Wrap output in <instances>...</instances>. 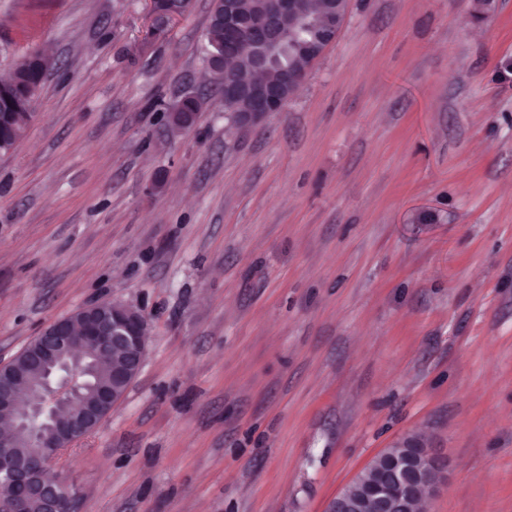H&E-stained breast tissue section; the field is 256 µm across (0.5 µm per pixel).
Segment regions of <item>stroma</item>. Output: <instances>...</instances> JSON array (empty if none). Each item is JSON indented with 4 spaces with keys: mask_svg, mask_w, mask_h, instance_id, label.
<instances>
[{
    "mask_svg": "<svg viewBox=\"0 0 512 512\" xmlns=\"http://www.w3.org/2000/svg\"><path fill=\"white\" fill-rule=\"evenodd\" d=\"M211 2L151 39L150 0H0V75L53 61L0 153V363L94 301L149 324L56 460L80 512H326L411 436L447 462L428 512H512V0H349L248 129ZM200 99L191 92L185 93L180 99L169 104L164 110L168 124L177 130H185L192 126L187 123L186 112H199Z\"/></svg>",
    "mask_w": 512,
    "mask_h": 512,
    "instance_id": "35a3bbf8",
    "label": "stroma"
}]
</instances>
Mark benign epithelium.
<instances>
[{
  "label": "benign epithelium",
  "mask_w": 512,
  "mask_h": 512,
  "mask_svg": "<svg viewBox=\"0 0 512 512\" xmlns=\"http://www.w3.org/2000/svg\"><path fill=\"white\" fill-rule=\"evenodd\" d=\"M348 0H336L321 18L320 40L307 44L304 54L316 61L333 42L347 9ZM152 25L166 28L179 13L160 0H150ZM305 17L303 0H262L260 9L241 15L232 0H225L224 28L244 41L251 66L264 70L286 38L285 19ZM303 81L295 69L283 68L275 84L261 80H236L224 84V100L244 98L248 107L234 113L236 123L248 127L265 117L276 106H284ZM88 354L74 353L73 322L59 320L43 329L35 346L21 351L25 364L10 360L0 364V415L14 419L16 430L0 436V485L9 487L8 497L0 500V512H28L37 499L42 512H78V494L71 484L55 473L58 452L68 441L85 431H93L112 411L120 398L116 388L128 385L139 373L146 352L144 314L119 302H95L75 312ZM115 350L124 360L112 366V382L97 390L88 402L81 391L93 385L95 366L100 358ZM23 434L34 452L15 451V438ZM397 459L384 451L372 461L370 476L361 477L353 493L341 492L330 502L327 512H413L418 494L425 488L435 491L447 474V464L419 441Z\"/></svg>",
  "instance_id": "benign-epithelium-1"
}]
</instances>
